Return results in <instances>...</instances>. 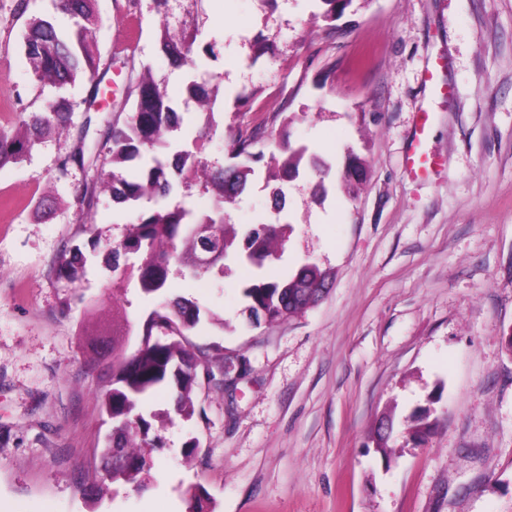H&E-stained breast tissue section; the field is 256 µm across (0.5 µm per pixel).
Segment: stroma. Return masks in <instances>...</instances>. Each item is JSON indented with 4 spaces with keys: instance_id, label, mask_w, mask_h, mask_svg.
I'll return each instance as SVG.
<instances>
[{
    "instance_id": "stroma-1",
    "label": "stroma",
    "mask_w": 512,
    "mask_h": 512,
    "mask_svg": "<svg viewBox=\"0 0 512 512\" xmlns=\"http://www.w3.org/2000/svg\"><path fill=\"white\" fill-rule=\"evenodd\" d=\"M93 48L114 95L97 111L79 75L59 89L37 82L22 49L29 17L61 34L73 21L53 0H0V127L73 109L68 134L42 140L0 166V512H186L202 485L215 512H512V0H352L325 38L322 0H180L179 20L199 28L195 70L159 53L139 0H96ZM161 80L180 116L172 150L212 165L235 162L232 125H262L263 151L281 135L331 164L326 196L307 168L270 182L264 168L226 205L235 230L290 225L280 260L229 261L223 275L175 278L196 302L193 343L214 360L236 357L234 385L201 384L196 414H168L158 389L148 410L161 447L144 489L104 482L85 500L112 424L101 395L112 376L114 310L130 320L153 303L112 270L92 239L121 240L131 214L81 191L109 146L99 131L131 104L139 74ZM202 75L215 98V134L187 86ZM425 178L407 162L421 112ZM94 165L61 170L77 138ZM367 167L357 187L341 176L349 152ZM87 258L75 285L52 272L63 244ZM305 262L331 269L315 306L253 326L241 290ZM434 407L437 425L414 446L407 419ZM395 415L393 452L372 435Z\"/></svg>"
}]
</instances>
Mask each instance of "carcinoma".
I'll return each mask as SVG.
<instances>
[{"instance_id":"cac0c4a2","label":"carcinoma","mask_w":512,"mask_h":512,"mask_svg":"<svg viewBox=\"0 0 512 512\" xmlns=\"http://www.w3.org/2000/svg\"><path fill=\"white\" fill-rule=\"evenodd\" d=\"M94 0H65L61 9L77 21L72 34L61 36L51 22L43 18L31 19L24 35V50L35 79L40 83L59 86L71 84L81 73L89 74L91 89L86 102L96 103L102 93L103 79L99 78V58L90 45L92 28L98 25ZM176 0H152L157 16L156 40L162 54L176 67L192 69L194 45L200 36L198 29L182 28L175 34L171 29L173 4ZM326 5L322 14L328 22L327 32L333 33L332 22L343 14L351 0H321ZM190 97L206 105L207 120L200 136L214 131L212 106L205 89L192 81L188 85ZM135 96L133 106L121 122L102 130V136L112 143L108 161L111 169L100 170L96 179L86 183L83 196L88 202L109 192L112 199L126 204L136 213L125 237L107 249L112 255V269L118 270L119 258L127 255L140 257L138 265L126 266L123 275L135 278L140 291L157 300L146 319L136 325L125 322L122 330L112 332V380L101 396L102 407L112 421V436L101 457L103 478L112 482L136 484L149 466L144 448L156 447L157 437L150 436L154 413H145L144 397L162 386L174 390L173 409L185 420L195 415L191 394L199 385V369L215 379L220 387L224 379L216 374L232 367L228 360L215 362L208 351L191 343L188 336L200 324V310L182 297H169L173 273L185 270L198 276L215 268L224 269V261L232 256L246 255L258 263L272 262L280 257L287 241V224H255L244 233L242 243L236 244V235L226 227L224 205L242 193L248 176L253 174L251 164L262 162L267 178L282 180L308 167L318 176L317 193H325L324 180L330 167L307 149H293L288 142L278 152L264 153L257 148L262 139L261 128L230 130L235 143V155L247 161L244 166H210L188 150L176 153L172 160L162 158L170 147L169 134L179 125L178 115L170 106L160 84L150 71L143 73L135 86L128 89ZM72 107L64 98L50 106V111L33 114L19 120L11 128L0 127V164L21 160L41 140L52 134H65L72 125ZM85 137L75 141L72 150L62 161V168L70 164L85 166ZM364 173V162L356 154L349 156L344 178L359 179ZM198 181L214 193L212 208L196 214L182 204H172L170 197L178 183ZM149 201L154 207L144 211L139 205ZM80 249L63 246L53 272L57 279L74 284L82 271ZM329 272L314 263L303 264L295 274L286 278H260L242 288L248 302L247 309L255 323L269 324L284 321L317 303L327 290ZM140 337L137 348L126 353L121 336ZM431 410L412 413L409 434L421 441L430 433L435 421ZM394 416L381 419L374 437L377 450L387 456L392 448L388 441ZM188 512H213L211 497L201 485H191L186 491Z\"/></svg>"}]
</instances>
